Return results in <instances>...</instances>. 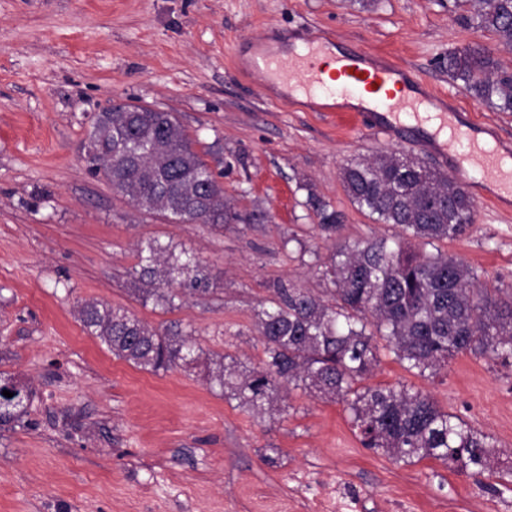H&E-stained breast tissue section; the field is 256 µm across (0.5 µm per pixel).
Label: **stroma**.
Wrapping results in <instances>:
<instances>
[{
	"mask_svg": "<svg viewBox=\"0 0 512 512\" xmlns=\"http://www.w3.org/2000/svg\"><path fill=\"white\" fill-rule=\"evenodd\" d=\"M324 30L345 50L400 58L446 93L461 124L512 148V112L479 103L448 76L449 51L477 42L512 70V51L461 26L454 0H0V372L35 389L22 421L0 428V512H314L326 485L343 512H512V370L463 353L432 378L383 357L371 384H408L492 436L484 473L435 459L396 464L364 448L343 404L291 391L257 418L180 369L154 374L112 355L76 317L84 300L173 319L204 350L255 364L254 311L275 283L325 284L282 241L327 254L333 241L398 230L358 210L343 165L397 150L436 159L411 130L390 139L260 93L237 68L247 37ZM144 104L175 113L259 224H173L136 211L86 169L95 112ZM341 212L326 235L306 204ZM206 261L217 293L166 313L131 293L140 240ZM489 285L512 292V204L475 201L474 223L441 243Z\"/></svg>",
	"mask_w": 512,
	"mask_h": 512,
	"instance_id": "stroma-1",
	"label": "stroma"
}]
</instances>
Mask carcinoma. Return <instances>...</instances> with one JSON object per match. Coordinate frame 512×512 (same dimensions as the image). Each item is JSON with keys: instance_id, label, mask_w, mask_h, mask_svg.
<instances>
[{"instance_id": "obj_1", "label": "carcinoma", "mask_w": 512, "mask_h": 512, "mask_svg": "<svg viewBox=\"0 0 512 512\" xmlns=\"http://www.w3.org/2000/svg\"><path fill=\"white\" fill-rule=\"evenodd\" d=\"M457 7L459 24L492 34L512 51V0H459ZM448 76L477 101L512 112V73L491 50L476 44L448 53ZM88 139V172L143 214L216 228L262 218L235 210L222 174L194 149L171 112L114 104L93 115ZM341 181L360 211L400 234L336 242L324 257L311 252L310 266L329 285L324 297L276 284L255 312L253 329L263 347L257 365L242 369L228 353L205 352L195 331L178 320L152 326L95 299L78 306L77 319L116 357L155 374L192 372L255 415L280 409L300 389L344 404L362 445L396 463L432 458L480 473L495 447L492 437L420 389L365 383L383 350L423 378L464 352L512 366V297L495 298L497 289L457 258L416 248L462 236L473 223V204L456 178L396 151L348 163ZM307 204L323 231H336L340 212L311 190ZM137 258L132 291L144 305L167 313L217 291L209 267L185 251L176 254L148 238ZM31 399L29 385L0 372V426L21 421Z\"/></svg>"}]
</instances>
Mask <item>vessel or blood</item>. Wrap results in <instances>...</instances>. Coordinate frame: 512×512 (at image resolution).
I'll use <instances>...</instances> for the list:
<instances>
[{
    "instance_id": "b4317fda",
    "label": "vessel or blood",
    "mask_w": 512,
    "mask_h": 512,
    "mask_svg": "<svg viewBox=\"0 0 512 512\" xmlns=\"http://www.w3.org/2000/svg\"><path fill=\"white\" fill-rule=\"evenodd\" d=\"M273 42L270 35L255 40L252 54L241 62L258 90L281 81L309 100L326 101L327 111L350 113L382 133L400 127L405 114L424 123L438 120L436 153L461 175L477 169L490 172L489 200L512 196V165L505 163L500 146L479 142L471 129L454 126L439 96L400 64L362 48L336 51L335 41L324 32L304 35L298 51L275 48Z\"/></svg>"
}]
</instances>
